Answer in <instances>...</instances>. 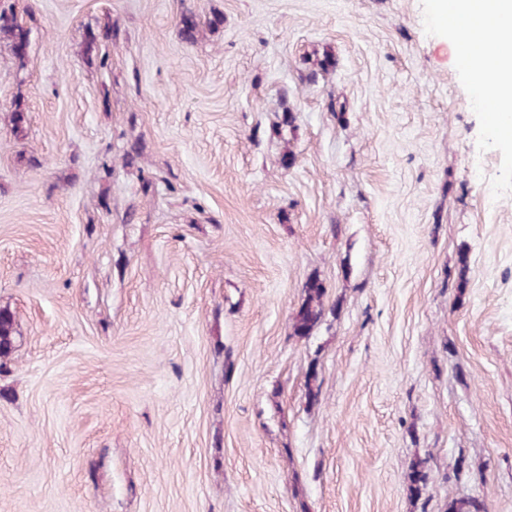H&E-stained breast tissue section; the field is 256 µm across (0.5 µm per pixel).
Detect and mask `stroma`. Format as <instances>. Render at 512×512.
<instances>
[{
  "mask_svg": "<svg viewBox=\"0 0 512 512\" xmlns=\"http://www.w3.org/2000/svg\"><path fill=\"white\" fill-rule=\"evenodd\" d=\"M4 2L0 512H512V147L437 0ZM306 298L301 304L294 321V333L298 336L309 335L313 326L323 314L322 298L325 288L316 279H310L306 286Z\"/></svg>",
  "mask_w": 512,
  "mask_h": 512,
  "instance_id": "35a3bbf8",
  "label": "stroma"
}]
</instances>
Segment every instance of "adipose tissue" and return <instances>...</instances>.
<instances>
[{"instance_id":"ef3b65f1","label":"adipose tissue","mask_w":512,"mask_h":512,"mask_svg":"<svg viewBox=\"0 0 512 512\" xmlns=\"http://www.w3.org/2000/svg\"><path fill=\"white\" fill-rule=\"evenodd\" d=\"M439 7L468 22V39L452 40L470 58L466 72L485 103L490 134L512 142V0H440Z\"/></svg>"}]
</instances>
